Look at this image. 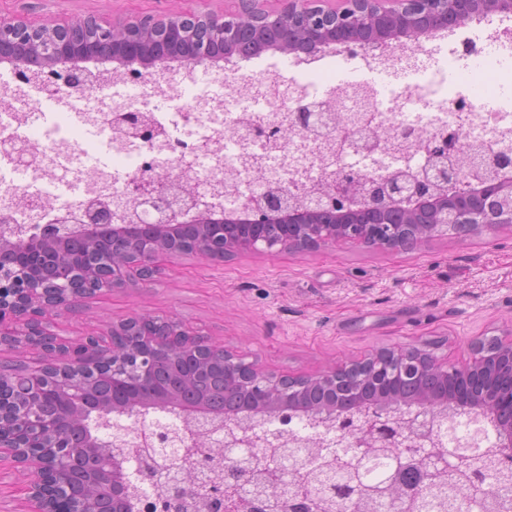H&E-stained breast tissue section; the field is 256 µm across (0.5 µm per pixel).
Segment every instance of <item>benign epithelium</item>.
Segmentation results:
<instances>
[{
	"mask_svg": "<svg viewBox=\"0 0 512 512\" xmlns=\"http://www.w3.org/2000/svg\"><path fill=\"white\" fill-rule=\"evenodd\" d=\"M235 9L221 15L184 13L169 9L135 20L118 19L101 25L87 16L67 25L44 22L30 26L0 17V62L16 65L26 80L47 74L69 87L81 88L100 76L78 66L92 54L123 67L144 69L176 60L167 53L145 52L148 41L180 43L191 40L197 52L185 62L226 64L240 56L235 41L242 30L261 32L279 27L273 44L282 54L305 53L299 42L332 40L349 53L358 49L390 50L416 45L448 26L490 20L512 14V0H285L279 9L270 0H234ZM134 134L147 132L138 112L115 115ZM289 125L312 130L310 110L295 109ZM424 150L415 172L395 178L374 177L341 164L317 191L293 193L269 190L230 210L217 208L179 184L156 176L130 183L129 194L152 224L114 225L101 221L100 207L85 210L79 232L95 239L112 235V258L91 265L81 257H66L57 242L76 235L72 217L59 213L39 227L36 236L18 239L11 218L0 216V346L33 347L43 352L37 368L0 362V455L31 474L24 490L28 512H136L124 491L136 475L149 485L165 486V471L147 466L148 452L111 448L101 440L78 455L58 430V419L86 414L71 405L95 380L112 381L125 404L100 402L93 413L105 416L130 409L173 408L192 429L199 445L212 446L215 436L226 448L288 447L293 438L261 434L247 427L236 410L205 398H184L176 389L145 388L162 362L178 368L181 361L200 365L224 361V387L256 404L259 415L284 410L303 413L307 397L322 400L315 412L331 417L326 428L336 433V447L364 448L371 440L393 448L394 466L424 463L432 471L448 470L455 459L447 445L421 433L450 405L458 413L479 411L497 431L502 466L512 469V337L470 343L471 357L463 363L441 359L403 344L383 347L356 360L333 365L310 376H277L254 363L209 344L178 322L140 314L112 324V340L87 336L75 344L62 341L47 328L49 316L76 307L84 298L123 288L139 278L150 281L160 262L185 255L223 259L241 252H315L336 244L376 246L388 250L416 248L454 227L496 233L512 224V158L498 151L486 154L480 174L461 177L459 135H439ZM246 223L251 233L238 236L234 225ZM178 224L199 225L194 242L180 240ZM407 404L416 412L403 419L395 411ZM270 479L293 484L281 461H266ZM244 503L259 505L252 481L226 482L204 494L205 512H233Z\"/></svg>",
	"mask_w": 512,
	"mask_h": 512,
	"instance_id": "benign-epithelium-1",
	"label": "benign epithelium"
}]
</instances>
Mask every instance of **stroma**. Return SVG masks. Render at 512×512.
I'll return each mask as SVG.
<instances>
[{"instance_id":"obj_1","label":"stroma","mask_w":512,"mask_h":512,"mask_svg":"<svg viewBox=\"0 0 512 512\" xmlns=\"http://www.w3.org/2000/svg\"><path fill=\"white\" fill-rule=\"evenodd\" d=\"M224 10V0H0V16L37 25L100 22L171 7ZM151 313L275 374L312 375L373 349L412 344L458 362L467 344L512 335V228L456 230L415 249L337 244L312 253L183 256L153 281L85 299L51 329L69 341Z\"/></svg>"}]
</instances>
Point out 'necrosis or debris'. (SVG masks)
Returning a JSON list of instances; mask_svg holds the SVG:
<instances>
[{"mask_svg": "<svg viewBox=\"0 0 512 512\" xmlns=\"http://www.w3.org/2000/svg\"><path fill=\"white\" fill-rule=\"evenodd\" d=\"M485 42L461 38L440 63L432 51L398 50L381 60L363 57L365 75L321 87L284 81L270 71L204 79L196 67L139 77L126 73L88 89L64 90L51 78L23 81L0 76V215L27 227L57 212L80 216L105 203L111 221L133 219L136 203L126 186L162 171L201 185L208 202L239 205L267 189L309 186L333 173L343 153L328 103L358 119L364 136L402 127L428 134L458 133L474 148H512V68ZM396 76L380 89L372 74ZM311 102L324 117L316 131L287 141L254 136L259 124H276L296 103ZM142 112L150 133L134 137L114 113ZM166 426L180 438L190 432L176 416L116 419L106 437L137 446L145 429Z\"/></svg>", "mask_w": 512, "mask_h": 512, "instance_id": "4bbe7bcc", "label": "necrosis or debris"}]
</instances>
